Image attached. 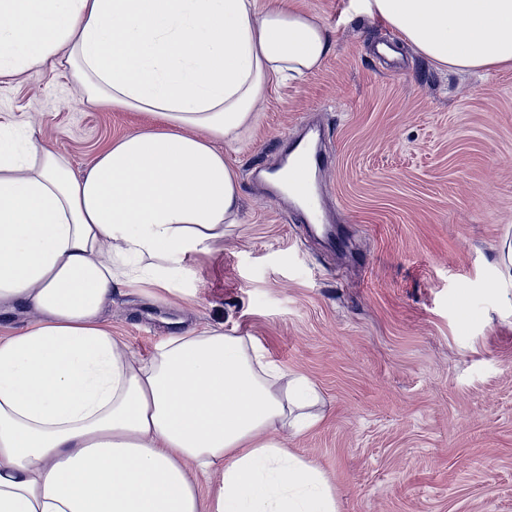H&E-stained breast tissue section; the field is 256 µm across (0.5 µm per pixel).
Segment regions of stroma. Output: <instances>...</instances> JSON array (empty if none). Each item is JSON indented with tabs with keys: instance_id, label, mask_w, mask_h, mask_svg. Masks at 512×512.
<instances>
[{
	"instance_id": "1",
	"label": "stroma",
	"mask_w": 512,
	"mask_h": 512,
	"mask_svg": "<svg viewBox=\"0 0 512 512\" xmlns=\"http://www.w3.org/2000/svg\"><path fill=\"white\" fill-rule=\"evenodd\" d=\"M333 50L275 81L224 154L243 221L176 263L175 292L114 288L112 334L147 361L184 328L258 340L317 388L320 421L279 439L319 467L338 512H512V66L434 65L355 0H291ZM0 123L73 170L146 117L79 102L66 64L0 81ZM322 131L329 246L255 169Z\"/></svg>"
}]
</instances>
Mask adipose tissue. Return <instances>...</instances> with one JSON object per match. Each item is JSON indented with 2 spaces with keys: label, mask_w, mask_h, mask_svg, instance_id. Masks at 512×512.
<instances>
[{
  "label": "adipose tissue",
  "mask_w": 512,
  "mask_h": 512,
  "mask_svg": "<svg viewBox=\"0 0 512 512\" xmlns=\"http://www.w3.org/2000/svg\"><path fill=\"white\" fill-rule=\"evenodd\" d=\"M439 67L512 66V0H358ZM288 0H0V79L65 56L81 102L152 116L82 171L0 127V512H337L324 474L277 439L319 422L304 378L223 327L129 357L116 286L167 288L240 221L222 147L271 80L331 53ZM217 475L207 497L198 475Z\"/></svg>",
  "instance_id": "obj_1"
}]
</instances>
